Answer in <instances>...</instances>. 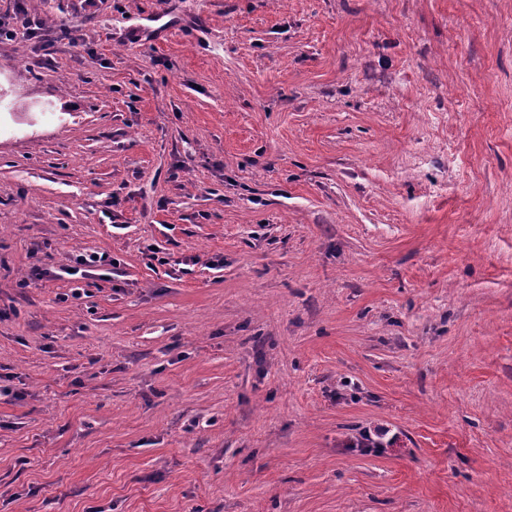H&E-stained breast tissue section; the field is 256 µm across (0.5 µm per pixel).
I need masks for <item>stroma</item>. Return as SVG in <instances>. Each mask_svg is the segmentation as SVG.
I'll list each match as a JSON object with an SVG mask.
<instances>
[{"label":"stroma","mask_w":512,"mask_h":512,"mask_svg":"<svg viewBox=\"0 0 512 512\" xmlns=\"http://www.w3.org/2000/svg\"><path fill=\"white\" fill-rule=\"evenodd\" d=\"M26 8L0 512H512V0ZM111 264L112 259L108 254L93 252L91 254L76 255L75 265L63 267L62 271L69 276L79 275L84 277L86 270L83 267H98Z\"/></svg>","instance_id":"35a3bbf8"}]
</instances>
